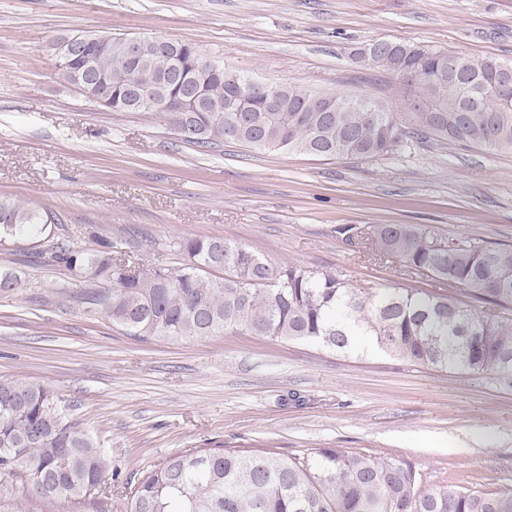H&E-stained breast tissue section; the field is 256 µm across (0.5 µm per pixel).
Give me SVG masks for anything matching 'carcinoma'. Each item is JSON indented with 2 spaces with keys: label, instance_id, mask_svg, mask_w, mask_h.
<instances>
[{
  "label": "carcinoma",
  "instance_id": "1",
  "mask_svg": "<svg viewBox=\"0 0 512 512\" xmlns=\"http://www.w3.org/2000/svg\"><path fill=\"white\" fill-rule=\"evenodd\" d=\"M123 41L114 37L92 52L96 72L112 85L107 109L113 112H158L164 99L182 96L201 79L202 53L192 43L173 41L184 69L178 82L166 55L152 45L129 65ZM387 43L378 56L357 52L355 62L392 76L409 68L422 72L406 87L407 100L419 102L408 125L368 96L362 100L371 112H303L308 100L328 92L294 83L279 84L284 111L269 112L265 95L251 91L249 75L226 68L223 78L207 83L208 98L248 96L251 118L183 112L177 138L204 150L235 143L328 159L382 158L414 136L463 150L512 151V59ZM450 56L458 60L452 70ZM134 84L157 91L154 106L130 99ZM58 222L48 207L0 196V242H43L38 254L90 283L81 303L103 310L139 340L234 333L306 341L341 354L370 344L414 365L457 367L512 386V320L494 312L512 309V248L463 237L441 252L429 230L372 226L369 240L379 253L466 290L490 305L482 310L418 288H360L337 272L271 263L220 237L185 240L180 265L154 264L133 274L122 244L102 239L76 250L52 233ZM20 472L36 498L80 500L103 480L105 462L85 429L62 416L51 390L0 379V476ZM127 512H512V489H424L410 461L342 448H318L303 459L211 448L174 455L146 473Z\"/></svg>",
  "mask_w": 512,
  "mask_h": 512
}]
</instances>
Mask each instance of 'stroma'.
I'll return each mask as SVG.
<instances>
[{
    "label": "stroma",
    "instance_id": "obj_1",
    "mask_svg": "<svg viewBox=\"0 0 512 512\" xmlns=\"http://www.w3.org/2000/svg\"><path fill=\"white\" fill-rule=\"evenodd\" d=\"M78 31L191 42L221 66L368 95L404 119L397 79L352 52L392 39L512 59V0H0V196L53 209L75 247L118 239L135 259L178 265L177 242L218 236L363 288L396 281L472 307L464 290L375 256L339 227L416 224L448 243L512 246L511 152L414 139L373 160L205 151L156 114L110 111L70 85L52 44ZM0 268L22 280L0 293V378L56 393L116 485L77 504L0 478V499L26 512H125L147 472L204 448H343L407 459L427 488L512 489V388L494 378L258 336L141 342L86 312L81 284L26 245H0Z\"/></svg>",
    "mask_w": 512,
    "mask_h": 512
}]
</instances>
